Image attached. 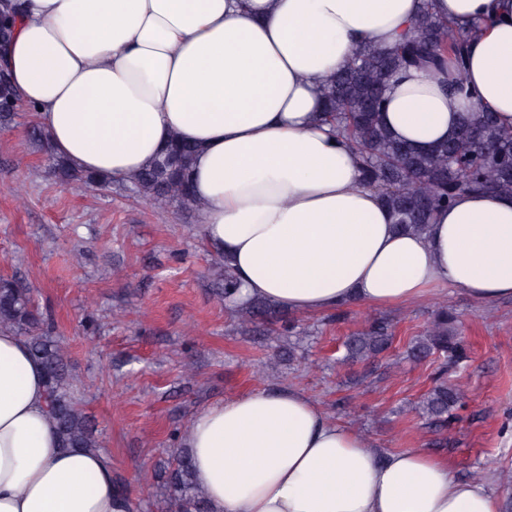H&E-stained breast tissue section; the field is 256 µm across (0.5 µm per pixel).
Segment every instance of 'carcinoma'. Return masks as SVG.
Instances as JSON below:
<instances>
[{
    "label": "carcinoma",
    "instance_id": "obj_1",
    "mask_svg": "<svg viewBox=\"0 0 512 512\" xmlns=\"http://www.w3.org/2000/svg\"><path fill=\"white\" fill-rule=\"evenodd\" d=\"M20 0L0 9V43L10 41ZM469 31L437 18L424 9L414 24L413 35L391 50L363 47L347 64L329 77L324 87L323 120L346 138L363 161L368 186L375 189L402 229L419 232L433 214L448 206L461 192L480 191L512 195V127L500 126L494 113L483 109L466 111L459 130L447 141L418 150L395 138L381 119L388 81L398 71L439 65L444 58L463 64ZM17 90L9 71L0 68V123L6 124L15 110ZM195 146L173 140L152 163L134 175L129 184L140 197L157 203H176L199 208L190 194L189 167ZM54 172L63 182L78 181L102 186L108 179L73 169L61 156L51 155ZM239 284L224 271V301L235 307L241 326L256 323L274 313L263 301L240 304ZM45 320L33 305L28 289L18 281L0 278V332H13L27 343L43 365L48 411L62 448L101 450L90 420L79 406L76 385L63 360L60 342L47 334ZM392 323L374 321L344 342V359L366 362L377 359L392 346ZM408 356L422 360L431 355L444 358L435 371L433 385L424 395L422 415L430 424L445 426L461 407L462 395L448 383V366L466 358L454 316L437 312L425 332L410 342ZM169 489L166 512H207L205 501L192 480L190 455L173 450L158 473Z\"/></svg>",
    "mask_w": 512,
    "mask_h": 512
}]
</instances>
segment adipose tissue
I'll return each instance as SVG.
<instances>
[{
	"instance_id": "1",
	"label": "adipose tissue",
	"mask_w": 512,
	"mask_h": 512,
	"mask_svg": "<svg viewBox=\"0 0 512 512\" xmlns=\"http://www.w3.org/2000/svg\"><path fill=\"white\" fill-rule=\"evenodd\" d=\"M471 36L461 76L412 68L383 120L420 147L464 106L512 126V0H26L9 48L22 102L77 170L124 181L179 139L197 145L203 235L242 300L301 315L396 307L453 287L512 297V196L463 193L404 233L359 156L321 121L323 86L365 45L395 46L423 5ZM209 512H501L428 452L378 457L299 388L200 411L183 438ZM103 454L60 448L42 365L0 332V512H126Z\"/></svg>"
}]
</instances>
